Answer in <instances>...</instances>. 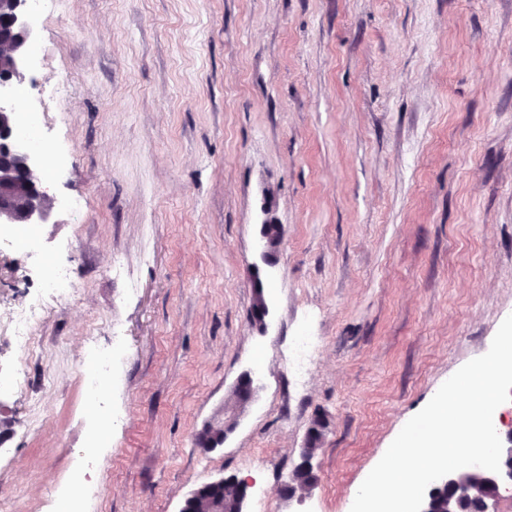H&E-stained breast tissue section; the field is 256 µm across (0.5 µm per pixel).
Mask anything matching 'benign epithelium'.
<instances>
[{
	"instance_id": "obj_1",
	"label": "benign epithelium",
	"mask_w": 512,
	"mask_h": 512,
	"mask_svg": "<svg viewBox=\"0 0 512 512\" xmlns=\"http://www.w3.org/2000/svg\"><path fill=\"white\" fill-rule=\"evenodd\" d=\"M34 34L30 0H0V53L8 60L0 72V224H46L53 215V203L34 178L39 163L26 147L25 141L16 134L15 106L11 103L13 88L25 80L29 47ZM263 214L258 251L261 260L270 264L282 237V224L271 206L264 207ZM234 390L240 397L239 409L242 410L256 395L252 375L243 374ZM325 429L326 422L323 420H317L309 427L305 446L299 452L300 462L295 469L302 480L294 478L289 481L288 495L292 496L296 490L309 489L315 484L313 460ZM472 481L488 489L479 512H495L501 486L512 484V448L502 451L500 473L488 470L454 472L441 479L440 488L448 487L464 496ZM210 485L229 486L232 492L230 505L234 506V512H243L250 488L247 481L231 475L212 481Z\"/></svg>"
}]
</instances>
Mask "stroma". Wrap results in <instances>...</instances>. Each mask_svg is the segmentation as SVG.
Returning <instances> with one entry per match:
<instances>
[{
    "mask_svg": "<svg viewBox=\"0 0 512 512\" xmlns=\"http://www.w3.org/2000/svg\"><path fill=\"white\" fill-rule=\"evenodd\" d=\"M34 26L16 109L55 147L40 249L77 292L43 294L37 255L0 243V378L23 379L0 390V498L47 512L86 473L88 512H179L258 472L245 512H350L512 314V0H50ZM32 306L35 363L11 336ZM307 316L313 362L284 373ZM97 355L120 422L93 448ZM246 372L254 400L202 451ZM320 417L316 484L288 499ZM264 219L260 227L258 251L265 264H272L274 251L282 237V224L275 217L270 205L263 209Z\"/></svg>",
    "mask_w": 512,
    "mask_h": 512,
    "instance_id": "35a3bbf8",
    "label": "stroma"
}]
</instances>
